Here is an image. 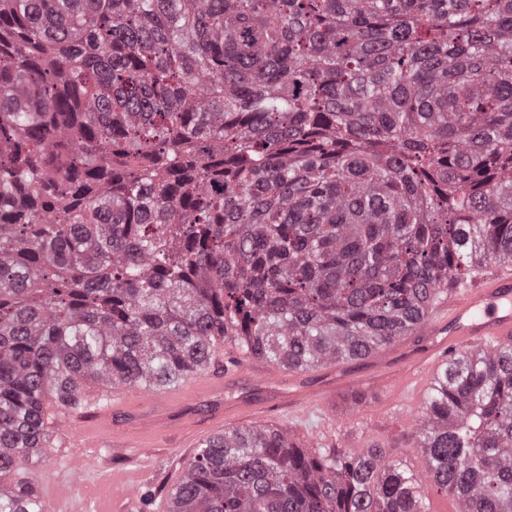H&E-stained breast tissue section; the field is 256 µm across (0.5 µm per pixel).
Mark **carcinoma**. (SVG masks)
Returning <instances> with one entry per match:
<instances>
[{"mask_svg": "<svg viewBox=\"0 0 512 512\" xmlns=\"http://www.w3.org/2000/svg\"><path fill=\"white\" fill-rule=\"evenodd\" d=\"M512 263V0H0V512L78 382L308 369ZM309 457L236 426L166 512H512V346L467 347L411 435Z\"/></svg>", "mask_w": 512, "mask_h": 512, "instance_id": "obj_1", "label": "carcinoma"}]
</instances>
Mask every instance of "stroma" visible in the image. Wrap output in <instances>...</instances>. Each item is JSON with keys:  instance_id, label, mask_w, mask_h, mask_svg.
Masks as SVG:
<instances>
[{"instance_id": "35a3bbf8", "label": "stroma", "mask_w": 512, "mask_h": 512, "mask_svg": "<svg viewBox=\"0 0 512 512\" xmlns=\"http://www.w3.org/2000/svg\"><path fill=\"white\" fill-rule=\"evenodd\" d=\"M416 339L404 336L377 349L369 356L319 366L307 371L302 382L307 386L322 388L326 395L324 404L299 416L283 408L270 411L259 402L268 395V385L259 382H239L225 388V404L241 400L256 402L257 407L247 423L251 426H277L293 436L297 443L310 451L328 448L359 450L367 442L374 441L398 453L407 467L421 472L426 465L425 457L410 447L411 434L416 427V412L397 403L377 380L381 374L397 373L407 367L406 357ZM362 381L359 389L346 387L345 379ZM194 450L178 433L170 429L155 449L140 495L171 487L181 477Z\"/></svg>"}]
</instances>
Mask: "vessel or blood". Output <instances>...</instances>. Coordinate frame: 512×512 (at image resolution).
Segmentation results:
<instances>
[{
	"label": "vessel or blood",
	"instance_id": "b4317fda",
	"mask_svg": "<svg viewBox=\"0 0 512 512\" xmlns=\"http://www.w3.org/2000/svg\"><path fill=\"white\" fill-rule=\"evenodd\" d=\"M413 335L422 339L410 359L411 373L396 384L397 390L409 385L424 387L430 374L469 346L499 348L512 344V273L495 272L450 287L448 295L420 320L414 322ZM242 372L227 370L225 376L193 374L176 376L167 386L150 389L108 388L90 385L82 388L85 404L71 424L63 442L65 478L35 483L37 495L49 512H127L130 500L143 478L138 469H113L108 480L88 485L84 501H76L71 492L73 481L96 463L92 449L131 448L145 453L163 435L159 422L137 421L145 407L157 410L183 407L187 413L180 422L186 440L198 441L201 434L219 439L224 424L252 412L251 402L225 409V383L239 382Z\"/></svg>",
	"mask_w": 512,
	"mask_h": 512
}]
</instances>
